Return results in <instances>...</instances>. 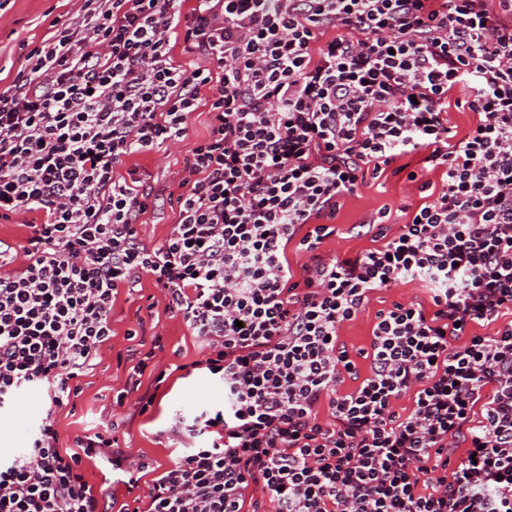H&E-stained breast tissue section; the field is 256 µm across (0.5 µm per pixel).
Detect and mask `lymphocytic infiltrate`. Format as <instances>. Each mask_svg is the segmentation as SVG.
Segmentation results:
<instances>
[{
	"label": "lymphocytic infiltrate",
	"mask_w": 512,
	"mask_h": 512,
	"mask_svg": "<svg viewBox=\"0 0 512 512\" xmlns=\"http://www.w3.org/2000/svg\"><path fill=\"white\" fill-rule=\"evenodd\" d=\"M182 3L83 0L0 89V222L29 230L0 241V412L35 388L49 407L0 457V512H109L81 462L122 471L117 437L61 450L53 411L144 276L205 341L191 368L224 402L169 428L190 446L131 512H512V0ZM177 28L192 66L172 60ZM461 85L477 117L462 134ZM202 105L177 222L148 246L159 195L115 169L183 141ZM393 164L410 182L440 171L436 198L393 233L362 221L379 247L324 258L341 200ZM404 282L432 305L378 310L361 376L339 331ZM164 349L158 334L133 353L117 406L152 410L141 379Z\"/></svg>",
	"instance_id": "obj_1"
}]
</instances>
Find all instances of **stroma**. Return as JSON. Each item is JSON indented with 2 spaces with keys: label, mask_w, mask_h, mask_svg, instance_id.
I'll use <instances>...</instances> for the list:
<instances>
[{
  "label": "stroma",
  "mask_w": 512,
  "mask_h": 512,
  "mask_svg": "<svg viewBox=\"0 0 512 512\" xmlns=\"http://www.w3.org/2000/svg\"><path fill=\"white\" fill-rule=\"evenodd\" d=\"M80 0H0V88L25 75V54L39 45L53 20L76 23L81 19ZM206 108H199L189 120L185 139L177 146L152 153H136L127 157L116 170V176L136 171L139 177L162 194L179 192L186 158L207 135ZM421 200L417 183L384 174L368 179L356 195L345 198L334 223V234L321 247L328 258L353 256L373 248L372 235H359L355 224L371 217L377 211H387L386 223L395 228L405 222V207L416 206ZM156 289L149 278H142L133 290H121L112 308V342L105 349L101 362L83 379V392L73 406L59 410L55 415L60 448H68L79 435L105 433L113 421L123 420L118 432L119 444L127 466L147 462L152 467L171 466L181 450L162 437L161 432L172 419L195 407L215 406L224 401V386L216 384L214 392H200L204 373L180 377L173 368L205 359V342L193 336L181 318L167 313L163 305H150L148 298ZM418 301L429 304L428 291L411 282L396 285L375 293L366 309L353 321L343 325L340 338L350 353L356 354L360 371H367L369 362L359 357V350L368 348L371 331L378 310L392 302ZM162 334L166 349L160 353L157 366L169 371L166 394L160 398L152 413L136 415L132 406L122 408L113 404L116 390L127 378L130 361L127 350L137 348L139 342L151 341L153 334Z\"/></svg>",
  "instance_id": "stroma-1"
}]
</instances>
